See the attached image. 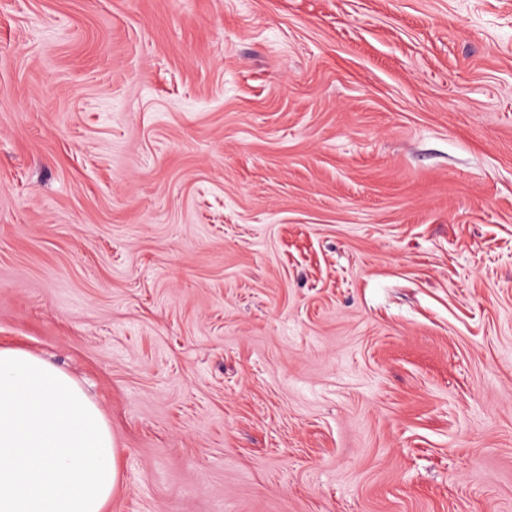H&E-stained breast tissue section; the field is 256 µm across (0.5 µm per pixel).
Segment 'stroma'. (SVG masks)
Returning <instances> with one entry per match:
<instances>
[{"instance_id":"1","label":"stroma","mask_w":512,"mask_h":512,"mask_svg":"<svg viewBox=\"0 0 512 512\" xmlns=\"http://www.w3.org/2000/svg\"><path fill=\"white\" fill-rule=\"evenodd\" d=\"M105 512H512V0H0V349Z\"/></svg>"}]
</instances>
